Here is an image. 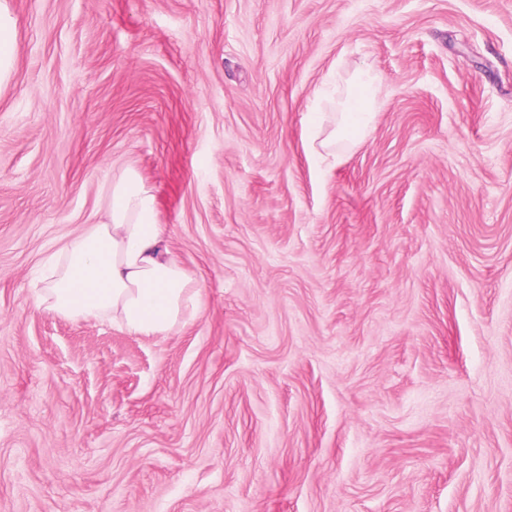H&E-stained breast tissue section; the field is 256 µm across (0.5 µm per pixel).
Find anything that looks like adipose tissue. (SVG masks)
I'll list each match as a JSON object with an SVG mask.
<instances>
[{
  "label": "adipose tissue",
  "instance_id": "ef3b65f1",
  "mask_svg": "<svg viewBox=\"0 0 512 512\" xmlns=\"http://www.w3.org/2000/svg\"><path fill=\"white\" fill-rule=\"evenodd\" d=\"M381 86L370 69L336 91V113H309L305 146L330 166L360 146L374 123ZM202 288L172 254L155 193L134 169L103 190L95 223L62 244L34 302L72 320H110L134 336H166L193 321Z\"/></svg>",
  "mask_w": 512,
  "mask_h": 512
}]
</instances>
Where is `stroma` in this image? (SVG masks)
<instances>
[{"instance_id":"obj_1","label":"stroma","mask_w":512,"mask_h":512,"mask_svg":"<svg viewBox=\"0 0 512 512\" xmlns=\"http://www.w3.org/2000/svg\"><path fill=\"white\" fill-rule=\"evenodd\" d=\"M6 4L0 512H512V0ZM127 168L202 287L165 337L34 303ZM16 60L14 19L4 2L0 3V86L6 83L12 74ZM381 91L377 76L369 68L358 70L342 91L338 85L333 92L318 91L320 99L335 95L331 101L336 103V113L330 119L331 127L325 125V112H309L306 149L316 158L330 159L329 167L340 164L346 152L363 143L372 127Z\"/></svg>"}]
</instances>
